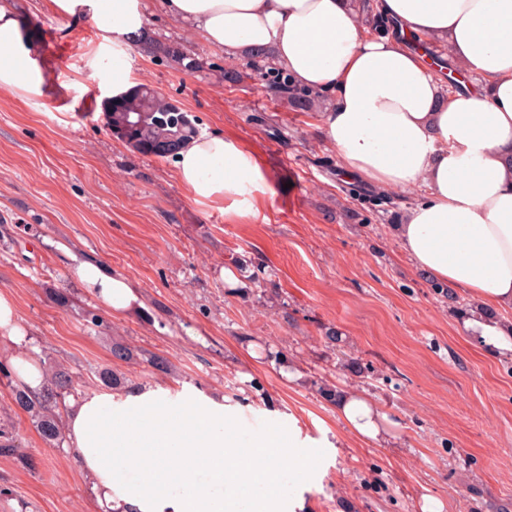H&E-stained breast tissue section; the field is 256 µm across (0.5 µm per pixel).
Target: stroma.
Returning <instances> with one entry per match:
<instances>
[{
	"label": "stroma",
	"instance_id": "stroma-1",
	"mask_svg": "<svg viewBox=\"0 0 512 512\" xmlns=\"http://www.w3.org/2000/svg\"><path fill=\"white\" fill-rule=\"evenodd\" d=\"M45 74L41 94L0 89V294L10 296L44 365L77 391L100 389L98 367L120 341V369L138 385L198 389L224 400L243 447L288 439L310 472L280 459L281 501L309 512H512V355L491 358L464 333L408 262L388 215L350 218L344 172L311 112L277 97L261 71L229 60L149 0L145 40L127 48L136 84L160 91L203 133L238 141L267 175L255 215L195 202L173 158L141 154L105 128L112 45L90 13L54 0H0ZM55 50L42 53L45 40ZM237 80L225 79L228 68ZM99 261L137 289L140 306L101 312L75 282L68 253ZM244 276L228 283L235 262ZM103 327L85 326L86 312ZM342 334L327 347V328ZM301 370L287 378L266 351ZM167 357L154 370L149 354ZM368 372L346 377L343 356ZM356 391L387 416L388 438L347 432L321 382ZM0 423L21 445L0 455V512H91L76 452L46 445L0 376Z\"/></svg>",
	"mask_w": 512,
	"mask_h": 512
}]
</instances>
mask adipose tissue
Returning <instances> with one entry per match:
<instances>
[{"label":"adipose tissue","instance_id":"1","mask_svg":"<svg viewBox=\"0 0 512 512\" xmlns=\"http://www.w3.org/2000/svg\"><path fill=\"white\" fill-rule=\"evenodd\" d=\"M69 14L89 9L112 42V95L134 85L122 55L143 34L146 0H55ZM230 58L264 54L299 86L328 91L334 104L318 126L342 170L377 188L419 198L392 230L420 272L465 293L492 316L463 321L489 352L512 354V0H379L403 35H370L351 0H164ZM417 33L448 49L450 66L471 76L445 93L436 67L405 41ZM13 14L0 7V87L40 92ZM175 173L196 202L253 214L267 178L243 146L202 134L180 149ZM77 281L108 312L138 301L135 286L93 261L70 255ZM0 339L14 379L39 392L40 349L12 298L0 294ZM347 430L378 441L386 419L377 405L340 391ZM220 399L188 389L103 390L70 399L66 440L90 481L95 512H238L255 488L253 512H276L277 459L314 464L307 450L241 447L225 431Z\"/></svg>","mask_w":512,"mask_h":512}]
</instances>
